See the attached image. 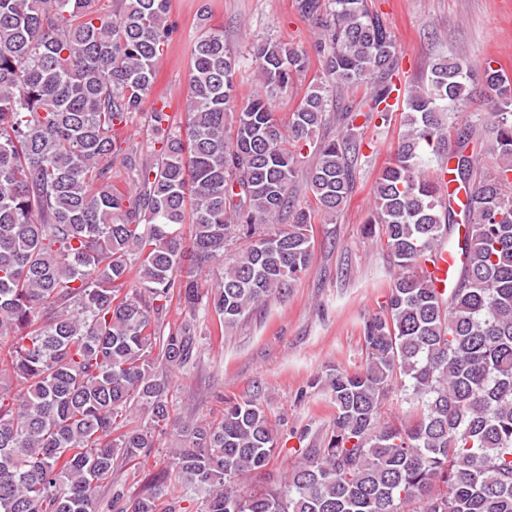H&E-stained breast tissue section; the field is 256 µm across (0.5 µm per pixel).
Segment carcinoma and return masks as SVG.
<instances>
[{
    "instance_id": "carcinoma-1",
    "label": "carcinoma",
    "mask_w": 512,
    "mask_h": 512,
    "mask_svg": "<svg viewBox=\"0 0 512 512\" xmlns=\"http://www.w3.org/2000/svg\"><path fill=\"white\" fill-rule=\"evenodd\" d=\"M99 2L0 0V512H96L105 487L112 512H178L172 486L201 494L200 512H512V81L439 58L402 100L395 38L367 0H296L320 28L326 80L285 121L274 102L308 55L253 44L263 93L242 100L239 56L203 10L186 123L147 113L167 135L120 190L112 158L133 154L120 136L171 40L170 0H110L109 15ZM329 82L365 89L341 110L340 139L319 138ZM478 84L493 103L482 126L496 166L483 177L469 134L448 143L453 109ZM399 108L404 130L367 220L397 272L363 324L365 365L326 373L330 437L288 482L246 490L242 475L280 448L246 397L216 422L183 423L170 470L128 498L115 462L151 456L170 420L169 372L192 356L193 324L165 321L172 302L231 327L290 293L312 259V214L336 216L355 188V121ZM306 147L318 154L310 209L294 204ZM447 173L473 187L463 210L441 195ZM235 238L246 246L226 260ZM445 249L463 259L440 293L427 268ZM205 265L218 269L206 291ZM394 390L409 410L384 422Z\"/></svg>"
}]
</instances>
